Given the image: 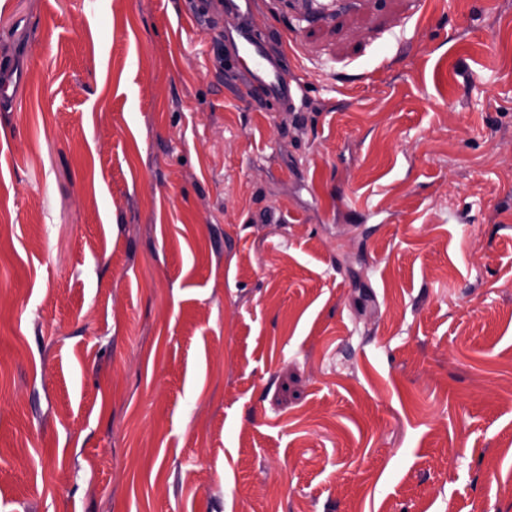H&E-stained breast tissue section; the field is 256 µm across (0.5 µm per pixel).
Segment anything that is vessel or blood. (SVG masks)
Returning <instances> with one entry per match:
<instances>
[{
	"label": "vessel or blood",
	"instance_id": "vessel-or-blood-1",
	"mask_svg": "<svg viewBox=\"0 0 512 512\" xmlns=\"http://www.w3.org/2000/svg\"><path fill=\"white\" fill-rule=\"evenodd\" d=\"M254 0H224V11L236 20L229 39L239 58L246 60L249 91L260 92L274 107H295L301 90L297 81L270 55L264 42L253 36L251 15Z\"/></svg>",
	"mask_w": 512,
	"mask_h": 512
}]
</instances>
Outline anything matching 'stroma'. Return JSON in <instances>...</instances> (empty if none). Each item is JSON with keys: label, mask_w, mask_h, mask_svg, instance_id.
I'll return each instance as SVG.
<instances>
[{"label": "stroma", "mask_w": 512, "mask_h": 512, "mask_svg": "<svg viewBox=\"0 0 512 512\" xmlns=\"http://www.w3.org/2000/svg\"><path fill=\"white\" fill-rule=\"evenodd\" d=\"M0 0V512H512V0ZM254 3V0L224 1V12L236 20V29L227 38L234 45L237 56L248 61L249 93L259 91L264 101L272 107L295 108L301 87L270 55L266 43L254 38L250 22Z\"/></svg>", "instance_id": "stroma-1"}]
</instances>
